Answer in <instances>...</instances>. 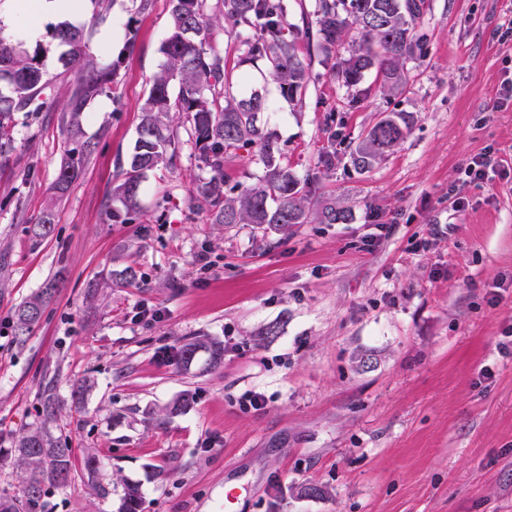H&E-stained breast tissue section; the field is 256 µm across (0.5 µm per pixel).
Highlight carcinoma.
Listing matches in <instances>:
<instances>
[{
	"instance_id": "obj_1",
	"label": "carcinoma",
	"mask_w": 512,
	"mask_h": 512,
	"mask_svg": "<svg viewBox=\"0 0 512 512\" xmlns=\"http://www.w3.org/2000/svg\"><path fill=\"white\" fill-rule=\"evenodd\" d=\"M207 0H170L172 24L162 52L166 58L153 78L149 93L140 106L142 119L128 167L112 187V196L120 199L126 212L110 213L121 224L136 221V207L146 172L161 164H171L179 138L170 124L173 112L185 115L187 134L200 152L209 176L195 181L190 201L206 211L211 223L234 227L252 224L258 229L288 231L293 224H344L349 211L334 205L311 216L305 201L313 182L301 180L281 162V152L271 136L257 124V115L270 108L258 93L236 97L229 91L231 75L224 56L212 46L215 27L223 20L250 25L259 21L253 38L245 41L247 54L266 61L283 97L300 102L308 86L309 64L298 54L295 27L288 24V0H219V10L211 13ZM316 22L303 30L308 42L324 55V62L337 78L349 87L359 84L370 69H376L380 88L392 91L406 80L405 64L415 52V25L425 8V0H315ZM53 38L64 46L58 62L75 74L74 85L64 101L67 138L74 144L61 164L55 183L65 192L79 177L92 145L82 140V115L92 98L112 82L114 68L101 66L89 51L84 28L68 21L53 30ZM351 41L348 57L334 56L336 45ZM48 61L36 52L29 53L25 42L15 35L0 33V83L9 94L0 93V137L8 136L9 122L15 112H37V100L47 85ZM178 91H171L172 82ZM412 124L408 112H393L380 118L352 152V163L360 170L393 150L406 136ZM253 149L254 162L262 167L258 182L228 195L224 191V158L241 148ZM53 231V213L47 210L33 225L37 238ZM56 292L50 281L15 310L13 331L25 341L39 323L46 300ZM205 348L210 363L218 365L223 357L221 345L192 343L184 345L178 361L193 362L196 352ZM43 426L29 430L15 442L14 453L25 467L20 495L0 493V512H44L45 487L63 488L77 469L70 446L53 437L49 425L56 419L61 402L53 381L40 388ZM141 495L136 485L127 486L118 512H141Z\"/></svg>"
}]
</instances>
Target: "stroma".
I'll return each mask as SVG.
<instances>
[{
	"label": "stroma",
	"mask_w": 512,
	"mask_h": 512,
	"mask_svg": "<svg viewBox=\"0 0 512 512\" xmlns=\"http://www.w3.org/2000/svg\"><path fill=\"white\" fill-rule=\"evenodd\" d=\"M68 20L116 70L83 115L94 150L54 198L74 76L57 61L54 20L15 24L40 25L26 44L47 55L49 84L41 111L15 113L0 156V491L20 489L14 440L40 425L52 378L64 402L53 435L99 467L50 489L48 512H117L130 484L143 512H224L228 485L240 489L234 512H512V105L493 107L512 76V0H427L404 87L381 92L369 74L348 88L315 59L299 104L247 56L239 26L216 30L232 93L274 103L260 125L313 179L309 210L350 212L286 233L227 228L192 207L206 171L179 114L176 158L147 172L138 223H112L170 3L112 0L96 19L87 2ZM390 112L412 114L408 135L356 170L353 149ZM483 154L494 172L462 183V164ZM46 210L53 231L34 238ZM58 274L18 343L16 307ZM198 339L223 346L220 365L203 350L177 364ZM84 379L76 410L70 387ZM187 392L192 405L176 409ZM253 393L262 406L243 407Z\"/></svg>",
	"instance_id": "1"
}]
</instances>
